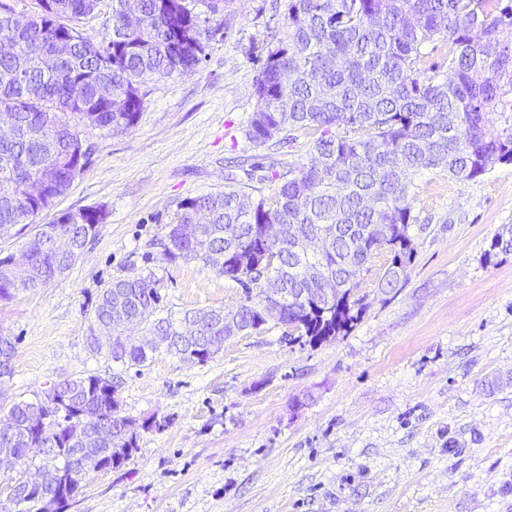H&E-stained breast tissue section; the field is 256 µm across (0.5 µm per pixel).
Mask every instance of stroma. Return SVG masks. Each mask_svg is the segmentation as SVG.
Wrapping results in <instances>:
<instances>
[{"label": "stroma", "instance_id": "obj_1", "mask_svg": "<svg viewBox=\"0 0 512 512\" xmlns=\"http://www.w3.org/2000/svg\"><path fill=\"white\" fill-rule=\"evenodd\" d=\"M191 74L149 85L137 124L87 129L86 171L37 221L101 206L95 241L63 275L0 302L16 340L0 392L49 380L115 377L122 416L156 421L117 469L89 472L67 512H512V163L473 179L420 171L406 280L382 291L385 255L366 265V310L345 336L289 343L269 319L201 365L159 354L128 368L87 336L103 288L154 272L162 303L232 309L242 293L197 262L165 264L155 244L181 202L224 187L227 166L285 169L310 151L298 133L279 153L245 137L255 56L287 39L288 0H232Z\"/></svg>", "mask_w": 512, "mask_h": 512}]
</instances>
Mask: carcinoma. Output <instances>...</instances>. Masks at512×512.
Masks as SVG:
<instances>
[{"label":"carcinoma","instance_id":"carcinoma-1","mask_svg":"<svg viewBox=\"0 0 512 512\" xmlns=\"http://www.w3.org/2000/svg\"><path fill=\"white\" fill-rule=\"evenodd\" d=\"M139 0L131 23L114 25L96 42L80 28L98 0H36L28 27L10 19L0 2V41L15 51L0 56V115L29 132L14 136L0 127V238L15 233L29 262L42 271L41 282H27L0 259V301L34 290L75 263L98 234L107 215L58 214L49 224L34 219L64 195L86 171L69 162L55 172L53 197L35 199L25 190L45 163L39 138L53 139L51 162L59 164L79 149L80 128L112 134L128 132L144 106L152 81L187 75L205 57L217 29L194 12L187 0ZM288 40L277 41L261 60L254 83L255 108L246 138L255 146H283L297 131L318 134L304 162L271 174L253 166L249 179L280 182L270 196L250 197L238 188L236 174L224 190L189 198L160 242V261H198L228 256L217 273L242 289L236 308H198L159 315L160 279L152 271L112 282L100 294L90 327V346L102 351L98 336L112 337L107 355L126 367H145L161 352L205 364L224 349V339L258 330L271 304L282 307L291 328L288 343L321 345L349 334L364 305L355 298L364 265L385 252L389 263L379 288L396 287L407 276L416 248L410 227L416 223L413 176L438 169L450 178L473 179L497 164L512 163V0H288ZM64 36L71 54L44 66L40 59ZM124 94L129 107L112 110V100L97 94L99 82ZM206 223L184 238L182 224ZM266 224L288 234V250L263 238ZM74 240L70 263L56 261V238ZM323 238L325 251H299L295 244ZM336 282L325 297L323 285ZM124 307L127 319L159 341L150 347L119 331L112 309ZM15 343L0 335V369L12 375ZM53 399L39 394L0 395V455L16 464L53 475L60 500L8 481L0 512H63L79 494L96 458L121 467L138 448V429L150 430L119 415L118 385L99 375L55 382ZM100 432L104 443L75 449L77 431Z\"/></svg>","mask_w":512,"mask_h":512}]
</instances>
